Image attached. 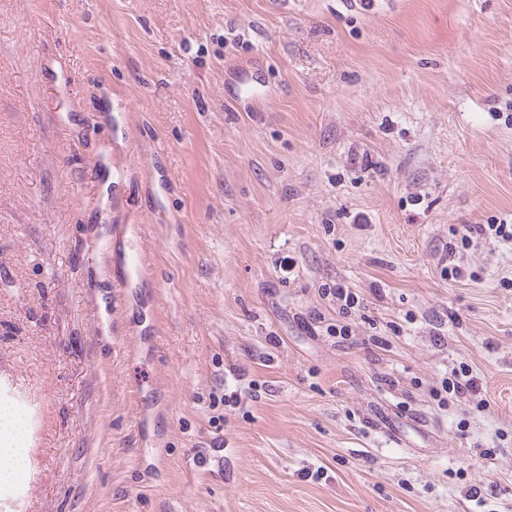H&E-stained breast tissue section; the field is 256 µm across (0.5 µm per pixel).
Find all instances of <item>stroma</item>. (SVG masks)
I'll return each mask as SVG.
<instances>
[{"instance_id":"stroma-1","label":"stroma","mask_w":512,"mask_h":512,"mask_svg":"<svg viewBox=\"0 0 512 512\" xmlns=\"http://www.w3.org/2000/svg\"><path fill=\"white\" fill-rule=\"evenodd\" d=\"M499 223L512 0H0V512H512ZM454 236L462 246H469L474 242H511L512 225L511 224H464L461 231H455ZM457 244L450 241L448 243V265H443L442 274L448 278V281L456 282L467 276V270L459 264L452 263V255L456 253ZM145 264V258L138 252L128 255L125 261L114 270L116 287L124 288L130 281L133 272H138ZM322 296L331 297V300L336 302V309L338 314L342 317H346L357 306H360V297L353 291V288L342 283H336L332 287L323 288Z\"/></svg>"}]
</instances>
